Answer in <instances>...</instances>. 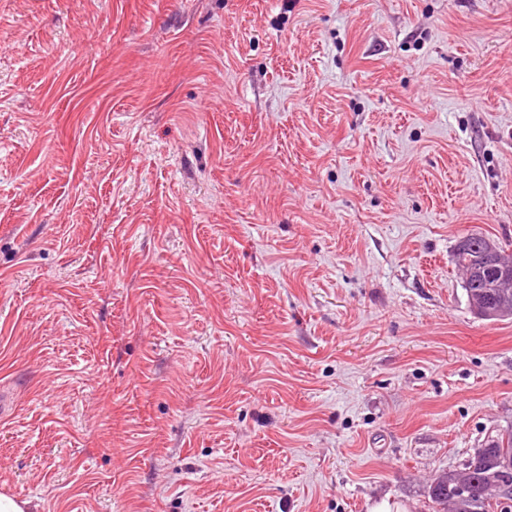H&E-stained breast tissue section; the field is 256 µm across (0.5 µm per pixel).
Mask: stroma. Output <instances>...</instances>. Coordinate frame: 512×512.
Returning a JSON list of instances; mask_svg holds the SVG:
<instances>
[{
	"mask_svg": "<svg viewBox=\"0 0 512 512\" xmlns=\"http://www.w3.org/2000/svg\"><path fill=\"white\" fill-rule=\"evenodd\" d=\"M512 0H0V494L431 512L512 428ZM471 238L466 243L457 242L455 249L456 264L465 272L464 290L466 292L467 301L471 311L486 320H501V317L496 313V307L493 302L489 301L484 293V284L490 274L483 268L479 260L480 254L483 251L482 243L487 239L492 241L498 250L511 258L512 256V243L506 244L499 238H494L489 235L472 234ZM492 243H488V247L484 253L485 259L496 268L500 274L498 264V251ZM497 275V276H498Z\"/></svg>",
	"mask_w": 512,
	"mask_h": 512,
	"instance_id": "obj_1",
	"label": "stroma"
}]
</instances>
